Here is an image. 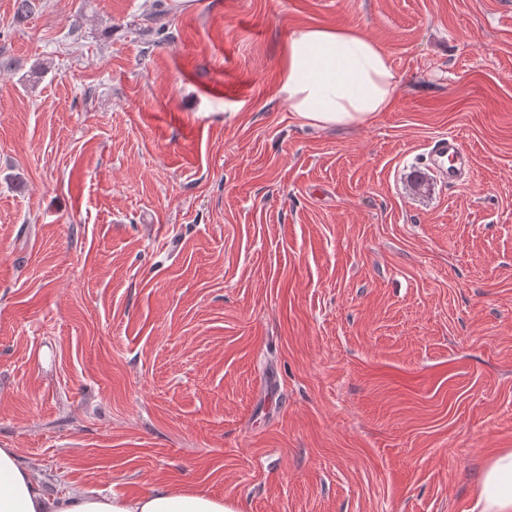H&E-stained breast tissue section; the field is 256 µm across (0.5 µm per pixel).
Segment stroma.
Instances as JSON below:
<instances>
[{
    "mask_svg": "<svg viewBox=\"0 0 512 512\" xmlns=\"http://www.w3.org/2000/svg\"><path fill=\"white\" fill-rule=\"evenodd\" d=\"M0 0V448L60 497L470 512L512 448V0ZM395 105L301 125L292 35ZM471 163L439 182L429 144ZM281 92L304 125L371 123L396 102L399 77L387 53L354 31L306 28L288 41Z\"/></svg>",
    "mask_w": 512,
    "mask_h": 512,
    "instance_id": "stroma-1",
    "label": "stroma"
}]
</instances>
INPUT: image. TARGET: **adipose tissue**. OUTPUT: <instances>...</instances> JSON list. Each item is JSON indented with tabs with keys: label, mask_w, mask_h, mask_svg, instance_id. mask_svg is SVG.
I'll return each instance as SVG.
<instances>
[{
	"label": "adipose tissue",
	"mask_w": 512,
	"mask_h": 512,
	"mask_svg": "<svg viewBox=\"0 0 512 512\" xmlns=\"http://www.w3.org/2000/svg\"><path fill=\"white\" fill-rule=\"evenodd\" d=\"M399 77L387 53L354 31L306 28L288 41L281 91L289 110L312 127L361 126L396 102ZM0 512H237L222 496L158 488L144 495L47 496L14 449L0 448ZM471 512H512V448L494 453L473 491Z\"/></svg>",
	"instance_id": "ef3b65f1"
}]
</instances>
